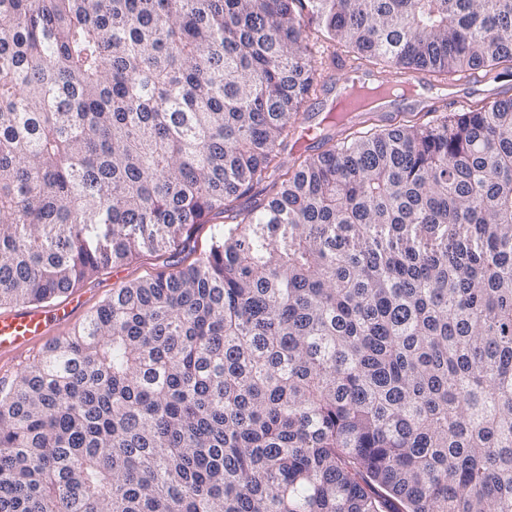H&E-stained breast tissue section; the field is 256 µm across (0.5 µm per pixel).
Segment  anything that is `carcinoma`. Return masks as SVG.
<instances>
[{
    "instance_id": "cac0c4a2",
    "label": "carcinoma",
    "mask_w": 512,
    "mask_h": 512,
    "mask_svg": "<svg viewBox=\"0 0 512 512\" xmlns=\"http://www.w3.org/2000/svg\"><path fill=\"white\" fill-rule=\"evenodd\" d=\"M305 14L512 63V0H0V306L232 224L0 388V512H512V97L286 169Z\"/></svg>"
}]
</instances>
